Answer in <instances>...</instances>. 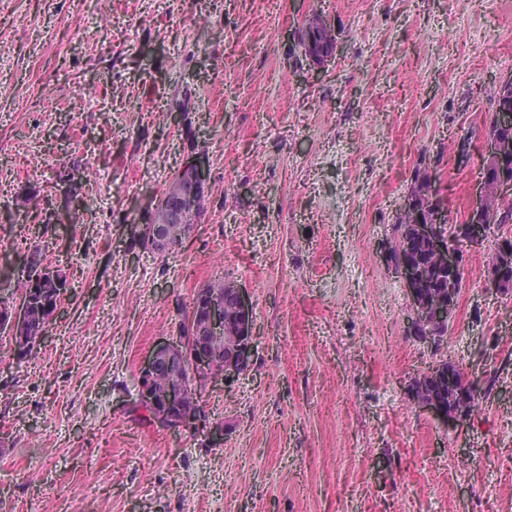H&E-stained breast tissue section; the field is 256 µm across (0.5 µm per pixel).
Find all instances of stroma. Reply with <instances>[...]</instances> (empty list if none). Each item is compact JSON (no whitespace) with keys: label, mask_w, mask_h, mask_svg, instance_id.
<instances>
[{"label":"stroma","mask_w":512,"mask_h":512,"mask_svg":"<svg viewBox=\"0 0 512 512\" xmlns=\"http://www.w3.org/2000/svg\"><path fill=\"white\" fill-rule=\"evenodd\" d=\"M509 75L512 0H0V295L35 259L70 283L38 357L0 333V512H512V290L488 283L512 224L465 248L436 348L387 262L416 175L449 223L475 204ZM194 150L203 220L144 250L131 228ZM74 199L58 240L39 215ZM222 275L254 355L202 393L210 444L146 420L137 384ZM439 360L485 390L463 425L408 391ZM321 22V23H320ZM300 43L304 48V54L307 56V53L312 55L314 50L324 48H333V45L336 44V35L335 30L331 25H326L322 22L321 16H317L313 18L312 21H309L306 26L303 27V32L300 35ZM337 47H334L331 50V54L329 57L335 55V50ZM334 53V54H333ZM310 61L313 64L318 66H322L318 64L315 58V55L309 57Z\"/></svg>","instance_id":"obj_1"}]
</instances>
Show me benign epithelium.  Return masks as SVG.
I'll return each instance as SVG.
<instances>
[{
	"label": "benign epithelium",
	"mask_w": 512,
	"mask_h": 512,
	"mask_svg": "<svg viewBox=\"0 0 512 512\" xmlns=\"http://www.w3.org/2000/svg\"><path fill=\"white\" fill-rule=\"evenodd\" d=\"M486 160L496 165L499 179L495 181L496 194L502 201L512 195V179L504 173L506 159L499 154L498 140L492 136L485 142ZM180 182L177 196L159 198L149 213L148 222L138 224L133 235L145 241L146 247L162 254L171 250L167 225L179 221L185 212L194 210L207 192V158L193 154L176 173ZM436 206L427 218L416 213L411 225L418 240L429 242L443 261L448 272V290L437 300L430 299L426 283L415 264L400 256L392 261V269L405 282L411 300L413 316L409 329L419 340L431 346L438 340V328L453 317L461 279L462 245L487 233L490 216L486 207V188H481L480 199L459 224L447 223V206L434 198ZM234 302L233 314H224V296L213 295L201 289L193 297L196 316L169 337L156 345L139 369V404L148 413L150 421L164 430L205 432L215 440L222 435L211 425L202 409L186 403L188 384L215 386L228 384L240 377L250 366L252 358L254 323L252 308L242 288L235 285L227 293ZM164 373L175 383L158 396L149 384ZM469 386L463 371L455 364L441 360L424 378L426 395L410 388L411 398L418 407L428 410L451 424H459L470 417L468 407L457 402L461 386ZM448 387V403L436 396V387Z\"/></svg>",
	"instance_id": "obj_1"
}]
</instances>
